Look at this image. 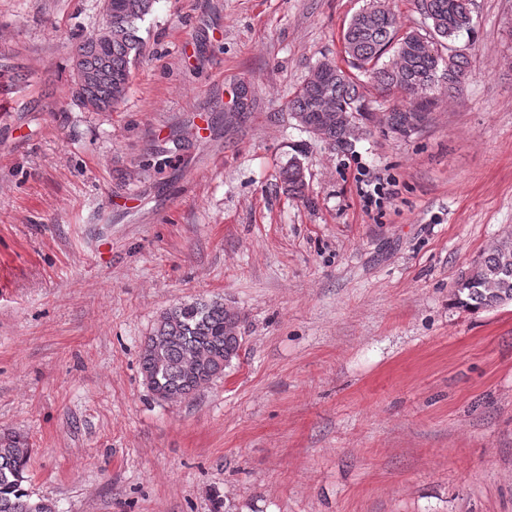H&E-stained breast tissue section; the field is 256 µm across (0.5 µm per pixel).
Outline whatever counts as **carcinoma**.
<instances>
[{"label":"carcinoma","mask_w":512,"mask_h":512,"mask_svg":"<svg viewBox=\"0 0 512 512\" xmlns=\"http://www.w3.org/2000/svg\"><path fill=\"white\" fill-rule=\"evenodd\" d=\"M112 32L107 40L89 35L78 40L71 59V100L92 112H111L124 102L131 65L143 51L140 25L153 12L156 0H112ZM428 20L424 38L429 49H405L411 34H400L397 16L384 0L368 3L349 21L343 33V51L350 66L368 77L381 93L407 94L415 85L429 88L430 97L416 108L428 115L435 92L452 98L465 80L468 59L449 55L442 48L472 30V0H416ZM364 85L353 73L334 62L322 61L310 72L289 108L309 131L338 148L351 145V135L336 115L320 111L324 100L355 123L372 120L367 111ZM383 126L402 134L405 113L394 107L383 113ZM286 191L305 195L304 168L298 160L281 172ZM455 303L476 311L512 301V241L490 246L475 259L456 284ZM238 311L221 300L184 302L165 311L146 337L141 371L148 388L160 400L181 401L224 374L238 356L242 336ZM30 457L28 440L14 432L0 433V512H55L44 501H33L25 489Z\"/></svg>","instance_id":"obj_1"}]
</instances>
